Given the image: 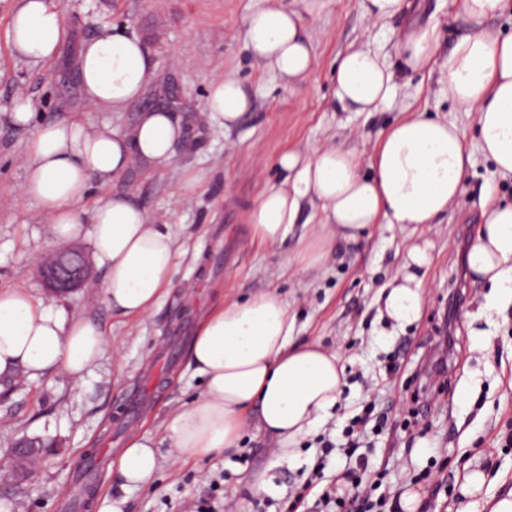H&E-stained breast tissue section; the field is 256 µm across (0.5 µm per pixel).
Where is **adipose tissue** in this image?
Listing matches in <instances>:
<instances>
[{
	"mask_svg": "<svg viewBox=\"0 0 512 512\" xmlns=\"http://www.w3.org/2000/svg\"><path fill=\"white\" fill-rule=\"evenodd\" d=\"M506 2L462 0L460 14L468 29L441 61L435 57V27L410 23L393 34L411 71L438 72L449 99L475 112L482 152L497 176L512 180V35L500 38L484 28ZM312 13V0H251L240 22L239 34L254 62L291 89L313 67ZM68 37L59 0H19L9 31L17 59L53 62ZM77 60L82 98L98 112L127 111L156 76L142 39L114 24L83 40ZM394 89V71L369 46L339 56L332 99L341 109L379 111ZM253 107L251 93L234 74L212 80L206 108L224 129L237 127ZM33 115L28 98L18 99L7 114L14 127L33 129L22 158L23 196L37 203L56 241L89 237L104 270L109 307L146 317L171 286L176 235L169 224L151 221L130 194L113 193L90 209L85 201L92 183L108 184L134 162L170 164L185 138L182 119L166 109H148L125 127L74 120L35 126ZM470 164L454 123L412 112L382 134L364 175L357 153L349 149L281 154L279 184L260 196L246 220L260 245L276 248L304 202L315 204L320 220L291 260L306 276L372 225L385 222L414 239L440 222L462 195ZM432 248L430 240L414 239L378 292L381 316L396 326L422 316ZM465 263L470 274L490 284L494 308L512 307V203L485 197ZM292 328L288 305L274 292L245 301L224 299L202 320L189 358L205 382L167 427L174 462L236 448L249 428L269 438L280 458L327 423L342 394L346 367L339 354L319 343L291 344ZM108 347L102 327L88 319L68 320L58 301L0 291V379H33L57 370L79 378ZM158 468L154 439L135 435L120 453L115 476L121 488L142 487L152 483ZM458 487L456 512H512V487L493 489L487 470L465 468Z\"/></svg>",
	"mask_w": 512,
	"mask_h": 512,
	"instance_id": "ef3b65f1",
	"label": "adipose tissue"
}]
</instances>
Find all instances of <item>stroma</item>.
Here are the masks:
<instances>
[{
	"mask_svg": "<svg viewBox=\"0 0 512 512\" xmlns=\"http://www.w3.org/2000/svg\"><path fill=\"white\" fill-rule=\"evenodd\" d=\"M460 0H422V17L439 33L445 56L464 30ZM70 36L51 63L22 62L8 30L16 0H0V290L18 288L37 298L48 293L28 253L51 252L50 228L34 201L22 198L21 156L30 130L4 117L13 102L29 97L44 121L82 120L126 126L139 108L164 107L180 115L186 139L173 162L132 164L107 186H93L88 204L114 192L131 193L150 219L171 224L182 247L172 286L146 317L112 312L103 301V271L94 264L91 242L74 246L92 265L93 287L60 296L69 317L88 318L107 333L113 350L74 379L57 372L37 379L0 380V464L10 462L22 437L47 443L46 454L23 480L0 475V499L13 512H63L62 495L78 490L75 476L88 454L106 441L125 446L134 433L161 439L176 412L202 388L188 357L203 316L224 298L246 300L273 290L295 316L293 343L317 341L346 362V387L328 424L301 440L294 459H274L263 438L245 433L240 448L201 460L171 464L159 448L155 486L123 490L111 465L98 468L84 512H98L103 498L123 500L124 512H190L214 491L220 512H287L289 494L304 493L306 507L335 492L354 468L346 428L366 402L374 410L358 450L366 458L364 484L373 497H393L405 484L425 492L421 512H449L456 476L464 462L505 473L512 480V447L500 432L512 429V309H486L491 289L474 281L463 248L478 229L485 192L512 202V181L496 180L478 149L476 116L452 103L436 77L406 70L387 26L365 18L360 0H319L313 17L316 60L306 86L283 88L256 67L238 36L249 0H60ZM128 27L139 36L157 70L138 106L120 113L95 112L84 102L76 57L80 43L99 25ZM369 44L395 73L392 103L380 111L334 110L331 92L336 58L353 44ZM231 72L254 96L255 106L237 129L209 119L206 98L212 79ZM443 117L460 129L472 154L454 211L433 225V260L427 273L424 309L412 325L397 328L379 319V286L394 275L407 245L397 227L376 224L343 261L328 265L315 284L287 271L315 209L305 205L285 243L259 246L245 215L276 179V161L287 150L310 152L336 144L369 155L381 134L401 118L403 107ZM453 332L447 379L427 377L438 342ZM152 396L136 424L126 422L124 403L143 383ZM419 423L405 426L409 412ZM430 445L415 448L416 438ZM262 474L269 489L252 496L243 477Z\"/></svg>",
	"mask_w": 512,
	"mask_h": 512,
	"instance_id": "obj_1",
	"label": "stroma"
}]
</instances>
